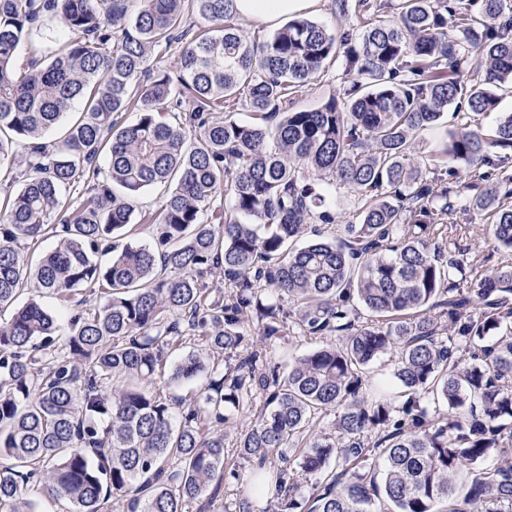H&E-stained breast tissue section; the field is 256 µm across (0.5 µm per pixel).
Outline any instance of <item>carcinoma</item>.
<instances>
[{"label": "carcinoma", "mask_w": 512, "mask_h": 512, "mask_svg": "<svg viewBox=\"0 0 512 512\" xmlns=\"http://www.w3.org/2000/svg\"><path fill=\"white\" fill-rule=\"evenodd\" d=\"M127 2L0 0V168L18 161L23 178L0 202V512H31L33 484L65 512H111L119 497L128 512H214L224 422L253 390L265 404L236 456L258 465L252 495L274 484L267 512H512V265L480 270L448 235L461 163L466 206L512 251V176L504 191L487 184L512 161V113L489 136L450 134L427 169L409 158L449 106L492 112L512 89V0H476L475 12L471 0H335L357 34L296 17L258 42L235 26L234 0H142L133 16ZM191 12L214 29L181 50L177 89L148 54L180 42ZM49 17L61 49L18 64ZM341 55L365 81L279 111ZM242 95L251 122L233 118ZM310 171L357 196L360 223L305 239L324 201ZM169 181L160 209L136 214L140 193ZM79 187L65 211L62 193ZM137 219L153 244L128 240ZM47 237L56 245L38 262L24 256ZM28 286L38 297L18 303ZM97 287L92 305L84 291ZM46 297L77 306L60 340ZM249 316L266 339L295 316L306 336L355 331L282 376ZM187 338L198 348L170 379L205 385L175 423L178 401L143 380ZM393 352L397 405L363 392L364 370ZM430 396L445 417L428 416ZM328 409L336 433L314 431ZM291 463L318 479L315 493L297 492Z\"/></svg>", "instance_id": "obj_1"}]
</instances>
